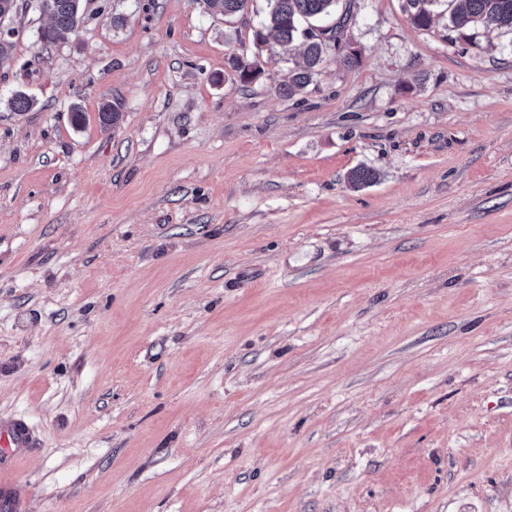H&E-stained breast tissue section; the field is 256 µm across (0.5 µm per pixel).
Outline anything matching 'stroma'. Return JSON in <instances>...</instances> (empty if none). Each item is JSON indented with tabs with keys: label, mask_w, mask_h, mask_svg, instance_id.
I'll use <instances>...</instances> for the list:
<instances>
[{
	"label": "stroma",
	"mask_w": 512,
	"mask_h": 512,
	"mask_svg": "<svg viewBox=\"0 0 512 512\" xmlns=\"http://www.w3.org/2000/svg\"><path fill=\"white\" fill-rule=\"evenodd\" d=\"M351 9L359 64L287 98L266 0L15 16L0 421L37 446L0 512H512V31ZM53 10L50 24L39 31V38L49 45L65 41L76 32L82 14V0H50Z\"/></svg>",
	"instance_id": "1"
}]
</instances>
